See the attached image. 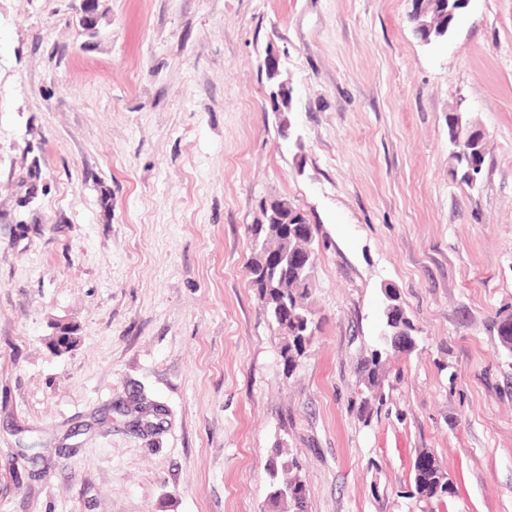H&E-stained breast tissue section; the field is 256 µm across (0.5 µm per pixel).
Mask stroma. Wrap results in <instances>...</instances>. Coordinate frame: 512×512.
Instances as JSON below:
<instances>
[{"mask_svg":"<svg viewBox=\"0 0 512 512\" xmlns=\"http://www.w3.org/2000/svg\"><path fill=\"white\" fill-rule=\"evenodd\" d=\"M411 8L99 0L90 34L81 0H0V512H276L278 444L307 512H512V0L434 45ZM452 112L487 133L474 190ZM267 196L316 233L291 371L247 275ZM387 285L417 346L371 388ZM422 450L444 498L414 491ZM263 67L265 68L269 79L276 80V90L271 93V98L269 96L274 112H290L292 93L289 97H286L284 92L289 88L292 89V86L288 78L281 77L279 54L277 50L272 47L266 50V54L263 59ZM477 127L475 122L471 121L470 119L463 116L460 112H452L448 115V135L450 142L454 146V152H453V158L456 161L457 164V170L455 171V175H458V171L460 170V177L461 181L465 182L468 186L473 187L476 186L478 183L477 181L472 186L471 181L467 180L465 181L464 178H462L463 173L468 169L469 161L462 159V157L459 154H467L470 151V142L468 139H457L459 137L461 138H467L471 135L473 130ZM456 141H457V153L456 152ZM290 452L287 448H274V454L269 463V474L272 480L282 483L284 487L293 489V494L288 495L286 498L273 497V504L278 507L280 503H284L288 506L289 511L293 512H305L306 507V487L300 476L295 474L290 479L280 480L279 473L288 474L289 471L294 468L297 470V465L294 457L288 458Z\"/></svg>","mask_w":512,"mask_h":512,"instance_id":"1","label":"stroma"}]
</instances>
